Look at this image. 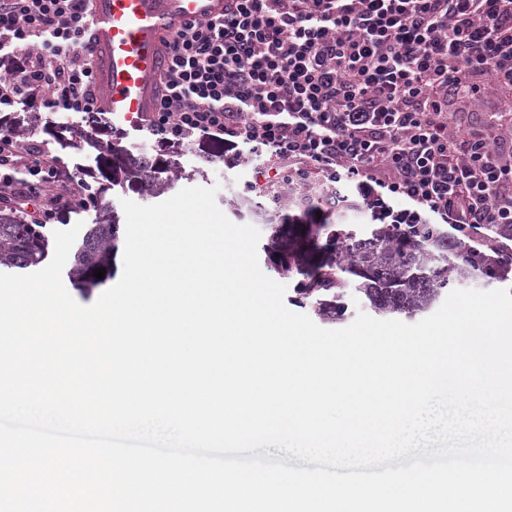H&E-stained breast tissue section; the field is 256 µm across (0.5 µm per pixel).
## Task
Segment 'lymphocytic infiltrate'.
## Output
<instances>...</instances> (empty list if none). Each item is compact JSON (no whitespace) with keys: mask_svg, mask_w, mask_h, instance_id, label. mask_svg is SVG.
<instances>
[{"mask_svg":"<svg viewBox=\"0 0 512 512\" xmlns=\"http://www.w3.org/2000/svg\"><path fill=\"white\" fill-rule=\"evenodd\" d=\"M90 30L86 0H0V108L96 122ZM168 46L160 146H247L279 182L325 187L378 224L512 225V0H228ZM474 99L491 103L485 122L452 117ZM19 165L60 189L42 223L98 202L0 131L1 186Z\"/></svg>","mask_w":512,"mask_h":512,"instance_id":"f902f5d3","label":"lymphocytic infiltrate"}]
</instances>
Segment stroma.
Masks as SVG:
<instances>
[{"label": "stroma", "mask_w": 512, "mask_h": 512, "mask_svg": "<svg viewBox=\"0 0 512 512\" xmlns=\"http://www.w3.org/2000/svg\"><path fill=\"white\" fill-rule=\"evenodd\" d=\"M85 128V123L73 121L66 113L46 111L40 113L36 121L30 122L28 130L15 134L18 141L58 156L72 175L88 181L100 192L99 206L63 210L52 225L56 231L70 229L79 222L86 225L96 223L101 219L104 207L120 208L125 197L120 187L100 178L97 150L85 144L78 148H65L60 145V138H71L74 133ZM121 144L136 155L152 157L164 154L172 167L183 172L182 178L175 183L176 189L195 186L216 188V203L221 211L234 223L255 226L264 236L268 235L269 230L263 212L270 208L273 195L284 196L291 193L299 197V204L288 207V212L292 215L300 213L302 205L305 204L325 211L330 208L328 200L320 190L298 187L290 190L277 182L267 181L258 172L259 159L249 155L239 161L208 164L199 158L197 140H184L178 147L164 152L147 132L123 135Z\"/></svg>", "instance_id": "obj_1"}]
</instances>
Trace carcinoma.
Masks as SVG:
<instances>
[{
	"label": "carcinoma",
	"instance_id": "carcinoma-1",
	"mask_svg": "<svg viewBox=\"0 0 512 512\" xmlns=\"http://www.w3.org/2000/svg\"><path fill=\"white\" fill-rule=\"evenodd\" d=\"M74 138L99 151L100 173L125 191L155 198L175 183L163 155H134L113 130L96 127ZM45 228L0 208V267L41 264L48 256ZM119 232L115 215L86 232L69 271L84 294L112 277ZM265 252L277 270L300 276L298 298L314 301L316 314L330 322L344 317L351 291L379 316L413 318L430 311L456 282L481 279L512 288L511 224H485L478 230L455 224H371L361 232L332 224H307L299 231L274 224ZM93 268L106 269L105 278L89 280Z\"/></svg>",
	"mask_w": 512,
	"mask_h": 512
}]
</instances>
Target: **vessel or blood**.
<instances>
[{
    "instance_id": "vessel-or-blood-1",
    "label": "vessel or blood",
    "mask_w": 512,
    "mask_h": 512,
    "mask_svg": "<svg viewBox=\"0 0 512 512\" xmlns=\"http://www.w3.org/2000/svg\"><path fill=\"white\" fill-rule=\"evenodd\" d=\"M225 0H89L97 108L121 131L150 127L169 63L165 43L185 24L224 14Z\"/></svg>"
}]
</instances>
